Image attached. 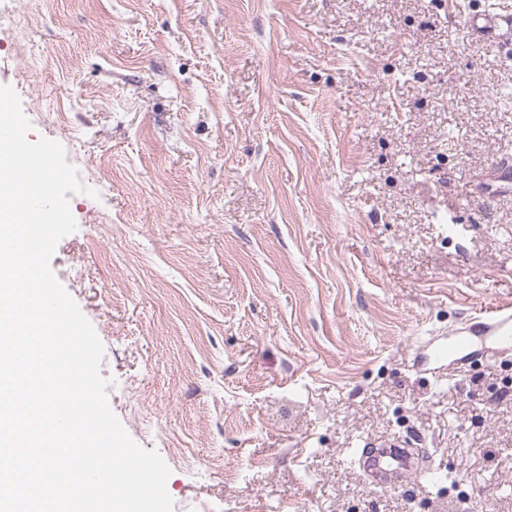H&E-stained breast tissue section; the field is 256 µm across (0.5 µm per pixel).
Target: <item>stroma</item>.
Here are the masks:
<instances>
[{
  "instance_id": "1",
  "label": "stroma",
  "mask_w": 512,
  "mask_h": 512,
  "mask_svg": "<svg viewBox=\"0 0 512 512\" xmlns=\"http://www.w3.org/2000/svg\"><path fill=\"white\" fill-rule=\"evenodd\" d=\"M512 0H0V85L96 197L51 266L173 512H512ZM412 437L440 483L370 487ZM463 329L470 336H463L453 345L436 346L433 349L436 362L443 363L449 357L469 349L475 344V338L479 337L502 349L512 348V315L494 312L486 321L473 323ZM355 463L362 467L370 484L379 488L402 487L419 470L417 448L406 442H366L357 452Z\"/></svg>"
}]
</instances>
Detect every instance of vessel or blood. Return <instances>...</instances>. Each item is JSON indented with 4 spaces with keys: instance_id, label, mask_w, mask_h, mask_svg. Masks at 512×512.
Listing matches in <instances>:
<instances>
[{
    "instance_id": "1",
    "label": "vessel or blood",
    "mask_w": 512,
    "mask_h": 512,
    "mask_svg": "<svg viewBox=\"0 0 512 512\" xmlns=\"http://www.w3.org/2000/svg\"><path fill=\"white\" fill-rule=\"evenodd\" d=\"M484 339L503 348H512V315L493 314L483 322L471 324L467 334L454 344L438 346L433 350L436 362L442 363L449 357L472 347L476 339ZM356 462L366 473L372 486L395 488L407 483L419 469V456L408 443H365L356 454Z\"/></svg>"
}]
</instances>
